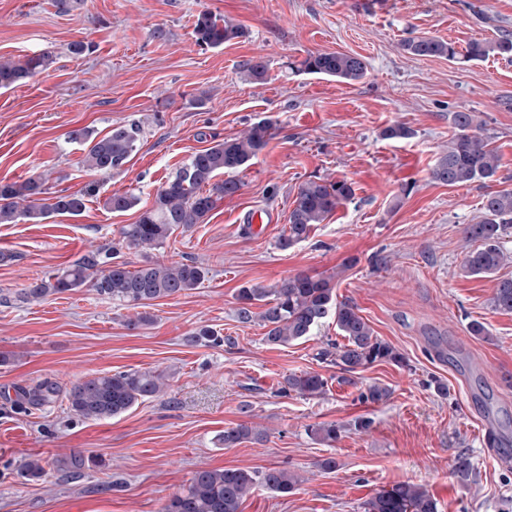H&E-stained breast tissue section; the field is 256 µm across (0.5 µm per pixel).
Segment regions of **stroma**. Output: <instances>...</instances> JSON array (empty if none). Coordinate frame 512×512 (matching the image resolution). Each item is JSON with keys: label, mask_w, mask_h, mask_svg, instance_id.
Listing matches in <instances>:
<instances>
[{"label": "stroma", "mask_w": 512, "mask_h": 512, "mask_svg": "<svg viewBox=\"0 0 512 512\" xmlns=\"http://www.w3.org/2000/svg\"><path fill=\"white\" fill-rule=\"evenodd\" d=\"M383 2L361 12L352 0H82L61 13L55 0H0V60L53 55L44 72L0 89V181L45 174L52 190L69 193L99 184L80 215L0 224V512H161L201 467L301 476L288 494L256 488L241 512H363L376 490L407 481L423 485L438 512H512V465L495 460L512 458V313L490 307L512 260L492 276L463 270L473 247L464 227L480 220L488 189H512V54L460 63L401 47L428 36L462 51L512 32V0ZM203 10L240 26L242 37L198 46L192 31ZM78 41L88 46L80 55L71 51ZM313 52L359 55L367 75L345 83L296 71ZM255 57L268 67L261 84L242 69ZM455 112L472 113L498 151L493 185L433 179ZM263 118L274 137L238 172V195L160 247L122 244L121 226L137 221L192 154ZM134 122L143 134L120 170L97 176L84 167L86 146L73 131L101 137ZM396 124L411 137L384 138ZM315 178L347 181L355 195L305 241L281 248L294 197ZM116 191L135 194L138 206L111 211ZM256 212L262 223L246 222ZM96 248L131 269L193 261L209 274L154 301L137 327L135 309L88 288L22 301L29 282ZM300 273L335 276L338 298L406 366L378 362L344 384L337 366L316 358L340 339L332 318L286 345L265 341L263 304L251 321L238 319L241 288ZM475 321L485 335L470 334ZM204 326L225 344L196 339ZM129 370L164 372L165 394L104 421L70 409L71 383ZM306 371L327 379L323 396L282 393L286 376ZM45 380L62 390L53 402L22 399ZM374 383L389 398L361 401ZM359 419L370 420L368 431L355 429ZM241 422L264 431V442L221 446L218 435ZM323 422L342 425L336 443L308 433ZM31 456L46 461L44 478L19 477ZM73 456L80 468L70 467ZM460 456L472 464L465 480L452 471ZM327 457L336 471L319 469Z\"/></svg>", "instance_id": "stroma-1"}]
</instances>
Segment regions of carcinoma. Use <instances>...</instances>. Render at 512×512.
Segmentation results:
<instances>
[{"mask_svg": "<svg viewBox=\"0 0 512 512\" xmlns=\"http://www.w3.org/2000/svg\"><path fill=\"white\" fill-rule=\"evenodd\" d=\"M193 34L197 45L217 49L241 37L243 31L228 20L202 11L197 16ZM403 49L416 56L479 61L492 54H511L512 34L503 31L495 40L473 41L463 53L453 44L431 37L408 39ZM51 63L52 58L46 53L31 56L22 63L0 61V89L26 82ZM299 70L359 81L366 76L367 66L357 55L318 52L308 54ZM243 72L250 82L262 83L267 79V64L261 58H252L243 65ZM451 122L457 133L432 169L433 179L450 186L477 180L494 181L500 157L479 133L481 125L475 123L469 112L452 113ZM140 132L139 125L132 124L116 128L101 138L86 129L75 131L72 136L88 144L84 166L95 174L107 175L127 163L137 149ZM273 135V123L263 119L237 136L226 137L196 152L161 186L152 206L140 214L136 223L121 227L122 242L134 249L155 248L175 229L205 223L218 200L239 192L241 182L236 173L267 146ZM220 174L227 178L215 180ZM97 192L95 182L76 193L51 191L42 177L21 183H0V224H14L20 218L36 220L51 214L77 216L86 208L87 198ZM353 196L354 190L345 180L318 179L304 183L295 197L288 217V234L281 238L280 247L286 249L306 240L313 225L322 223ZM138 202V197L128 191L115 192L107 205L114 212H125ZM482 209V219L464 228L466 239L479 243L464 262L465 273L473 276L493 274L508 260L501 240L512 228V190L488 192ZM101 256L102 249L98 248L76 263L30 282L22 289L23 299L39 302L50 295L86 287L133 308L147 307L151 301L197 287L208 275V270L195 262H148L135 270L128 269L124 263H113L101 269ZM238 300V316L244 322L251 320V307L255 303H265L266 309L261 313L267 328L265 341L273 345H286L305 338L322 319L332 317L347 344L338 346L328 342L317 356L324 362L336 364L345 382L352 381V375L376 362L406 364L394 347L373 336L371 327L351 301L337 299L330 277L299 274L273 288L246 287L239 290ZM490 304L494 310L512 312V278L497 282ZM166 386L167 376L161 372L134 370L99 374L71 384L67 400L76 415L101 420L119 416L140 402L159 397ZM326 387L327 379L312 372L290 374L284 381V391L306 398L324 395ZM58 392L56 383L46 381L26 396L30 403L43 405L52 402ZM310 433L329 445L340 437L341 427L323 423L311 427ZM263 438V432L242 422L225 428L219 442L226 448H234L246 441L260 442ZM45 472L43 460L36 457L25 462L20 476L30 481L41 478ZM298 485L295 474L276 467L264 471L201 467L186 486L168 497L162 512H241L245 498L259 486L288 494ZM364 512H437V506L422 486L400 482L381 489L365 501Z\"/></svg>", "mask_w": 512, "mask_h": 512, "instance_id": "1", "label": "carcinoma"}]
</instances>
